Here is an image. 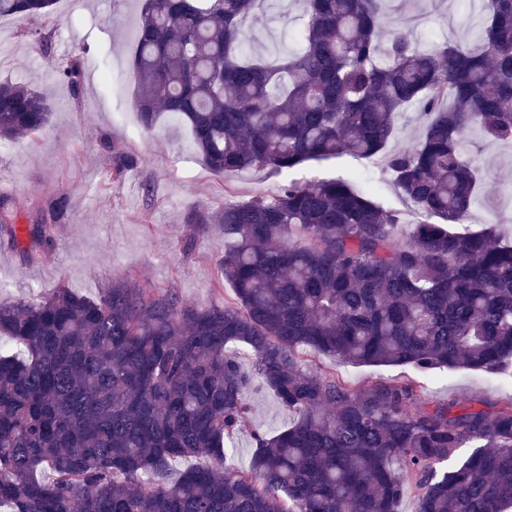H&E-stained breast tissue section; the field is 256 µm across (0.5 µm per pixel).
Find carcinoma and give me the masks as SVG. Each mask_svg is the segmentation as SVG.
<instances>
[{
    "label": "carcinoma",
    "instance_id": "cac0c4a2",
    "mask_svg": "<svg viewBox=\"0 0 512 512\" xmlns=\"http://www.w3.org/2000/svg\"><path fill=\"white\" fill-rule=\"evenodd\" d=\"M266 2L143 0L131 61L142 126L184 120L224 175L378 158L417 216L411 241L405 214L348 176L290 182L187 215L199 233L224 225L232 306L128 279L96 299L58 288L0 303V336L25 349L0 353V512H398L408 491L415 512L512 508V401L457 410L412 382L358 389L306 359L512 378V239L467 224L486 173L463 151L473 130L512 145V0H485L478 40L430 52L383 40V0H298L297 45L275 58L250 48ZM55 3L0 0V17L48 18ZM57 75L79 92L78 62ZM410 113L420 137L394 149ZM50 115L39 91L0 82V138ZM136 164L112 152L116 177ZM67 209L64 195L38 209L27 260L53 247ZM0 233L17 242L6 200ZM257 383L293 422L254 432L243 469L226 449ZM465 447L476 452L437 470ZM188 457L209 463L174 471Z\"/></svg>",
    "mask_w": 512,
    "mask_h": 512
}]
</instances>
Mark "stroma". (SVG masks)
I'll list each match as a JSON object with an SVG mask.
<instances>
[{"label":"stroma","mask_w":512,"mask_h":512,"mask_svg":"<svg viewBox=\"0 0 512 512\" xmlns=\"http://www.w3.org/2000/svg\"><path fill=\"white\" fill-rule=\"evenodd\" d=\"M140 0H57L52 21L22 15L0 18V79L32 84L48 99L47 127L18 140H0V186L17 213V244L0 237V303L36 302L54 289L67 288L95 298L119 278L173 288L198 308L233 304L235 293L224 282L220 258L224 227L209 225L197 234L186 215L194 207H219L224 200L244 201L269 195L285 183L302 184L359 174L360 187L373 189L388 207L406 203L382 162L342 154L309 161L274 174L250 169L220 176L201 161L186 124L161 116L149 131L140 129L130 58ZM389 13L401 15L394 32L420 48L445 42L473 41L481 33L483 0H388ZM301 25L299 8H268L253 22L256 49L273 51L282 32ZM79 59L81 88L72 91L57 77L58 69ZM108 135L113 149L138 156L137 167L122 178L112 174V154L99 142ZM465 150L487 172L486 191L498 206L474 204L469 222L480 228L512 214V146L485 144L472 132ZM69 198L66 221L56 229L54 247L26 261L24 227L49 197ZM322 369L341 375L360 388L382 379L415 380L426 399L461 406L481 398L512 400V384L479 371L441 369L427 375L407 366H370L316 357ZM252 425L235 441L232 459L248 466L255 453L252 426L281 430L293 417L265 388L249 396Z\"/></svg>","instance_id":"obj_1"}]
</instances>
